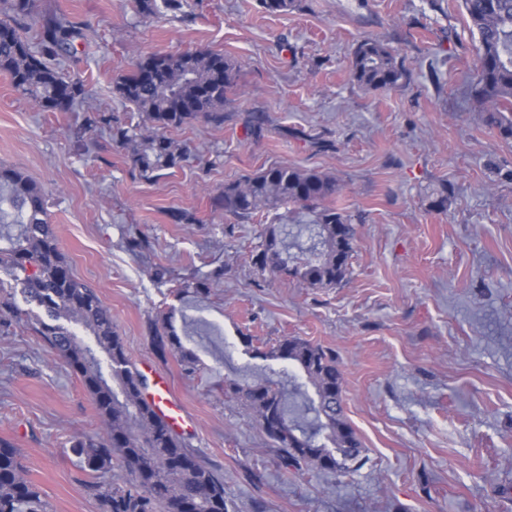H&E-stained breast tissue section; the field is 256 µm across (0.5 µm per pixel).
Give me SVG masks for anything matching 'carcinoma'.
Instances as JSON below:
<instances>
[{"label": "carcinoma", "mask_w": 512, "mask_h": 512, "mask_svg": "<svg viewBox=\"0 0 512 512\" xmlns=\"http://www.w3.org/2000/svg\"><path fill=\"white\" fill-rule=\"evenodd\" d=\"M184 0H136L142 16L161 10L179 12ZM269 14H286L296 0H260ZM461 8L479 36L477 80L473 97L485 112V124L501 139L512 140V0H461ZM37 28L30 45L22 31ZM84 36L80 25L63 15L35 10L34 0H0V72L15 91L44 112H71L85 104L84 82L61 68L72 43ZM236 62L222 54L186 52L151 54L118 77L116 90L151 124L126 125L112 113L91 110L84 129H107L112 140L132 146L135 168L145 181L181 165L186 149L167 136L196 120L224 123V103L235 87ZM352 79L367 88H395L405 78L403 63L380 41L365 40L354 50ZM336 179L315 170L273 166L224 186L212 208L238 219L263 209L298 204L314 214L298 225L312 241L306 257L288 259V225H270L252 264L261 271L284 273L309 288H334L351 274L355 226L345 212L324 201L339 195ZM0 224L17 228L0 247V270L20 286L39 312L18 307L14 293L0 289V332L27 322L66 361L93 399L104 436H82L72 452L82 468L111 470L119 458L129 479L98 480L89 491L100 512H228L224 480L204 466L189 444L159 417L143 395L145 379L127 361L112 313L89 284L76 279L59 250L48 221L46 195L19 170L0 165ZM154 344L179 356L183 371L197 367L172 315L154 328ZM285 363L283 373L297 388L312 387L310 428L291 418L284 393L262 376L245 385L224 380V393L240 399L251 419L277 445L291 466L345 473L361 454L362 443L342 410L343 372L329 348L296 336L285 337L263 353ZM0 512H52L49 501L23 474L18 449L0 440Z\"/></svg>", "instance_id": "1"}]
</instances>
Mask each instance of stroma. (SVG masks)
<instances>
[{
    "label": "stroma",
    "mask_w": 512,
    "mask_h": 512,
    "mask_svg": "<svg viewBox=\"0 0 512 512\" xmlns=\"http://www.w3.org/2000/svg\"><path fill=\"white\" fill-rule=\"evenodd\" d=\"M34 2L81 24L63 67L124 123L115 81L141 56L212 51L238 65L223 124L171 131L188 158L151 183L108 130L77 136L81 113L40 111L0 73V164L45 191L74 276L111 310L131 364L167 382L180 434L223 478L229 512H512V180L496 175L512 169V142L471 97L476 40L459 0H299L283 15L259 0H188L149 17L134 0ZM365 40L395 50L402 84L353 81ZM273 165L341 185L334 203L357 226L345 285L307 288L253 266L267 225L307 222L299 207L246 220L212 210L225 185ZM444 184L454 192L432 208ZM214 272L208 294L175 297ZM172 307L199 358L189 376L153 342ZM245 335L262 350L287 336L335 350L363 444L349 472L285 466L225 395V379L281 368L246 353ZM102 431L89 393L32 327L0 334V440L54 512H100L71 445Z\"/></svg>",
    "instance_id": "obj_1"
}]
</instances>
